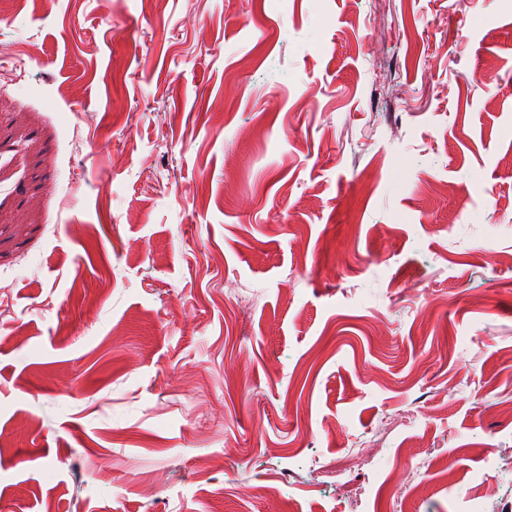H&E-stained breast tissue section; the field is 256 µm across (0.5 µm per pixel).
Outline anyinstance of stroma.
Masks as SVG:
<instances>
[{
	"instance_id": "stroma-1",
	"label": "stroma",
	"mask_w": 512,
	"mask_h": 512,
	"mask_svg": "<svg viewBox=\"0 0 512 512\" xmlns=\"http://www.w3.org/2000/svg\"><path fill=\"white\" fill-rule=\"evenodd\" d=\"M509 280L512 0H0L8 512H512Z\"/></svg>"
}]
</instances>
